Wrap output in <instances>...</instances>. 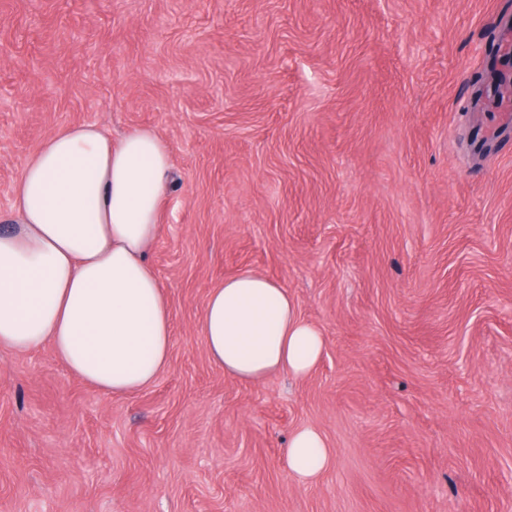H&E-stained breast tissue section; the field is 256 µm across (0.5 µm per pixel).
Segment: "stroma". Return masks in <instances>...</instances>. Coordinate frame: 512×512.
<instances>
[{"label": "stroma", "instance_id": "35a3bbf8", "mask_svg": "<svg viewBox=\"0 0 512 512\" xmlns=\"http://www.w3.org/2000/svg\"><path fill=\"white\" fill-rule=\"evenodd\" d=\"M512 0H0V232L63 127L171 153L166 369L122 397L0 348V512H512V135L468 148ZM244 269L325 336L304 379L208 357ZM334 450L285 463L298 428ZM332 449L312 427L296 430L288 441L286 463L291 474L306 485L316 483L332 462Z\"/></svg>", "mask_w": 512, "mask_h": 512}]
</instances>
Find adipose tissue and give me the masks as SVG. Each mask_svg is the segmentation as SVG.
I'll return each mask as SVG.
<instances>
[{
    "label": "adipose tissue",
    "mask_w": 512,
    "mask_h": 512,
    "mask_svg": "<svg viewBox=\"0 0 512 512\" xmlns=\"http://www.w3.org/2000/svg\"><path fill=\"white\" fill-rule=\"evenodd\" d=\"M171 157L154 131L112 139L84 123L52 134L27 161L0 234V347L49 348L106 395L151 385L171 348L168 303L147 256L162 226ZM213 364L239 381L309 375L319 328L273 279L244 270L211 288L198 322ZM333 452L312 427L288 441L286 463L316 483Z\"/></svg>",
    "instance_id": "obj_1"
}]
</instances>
